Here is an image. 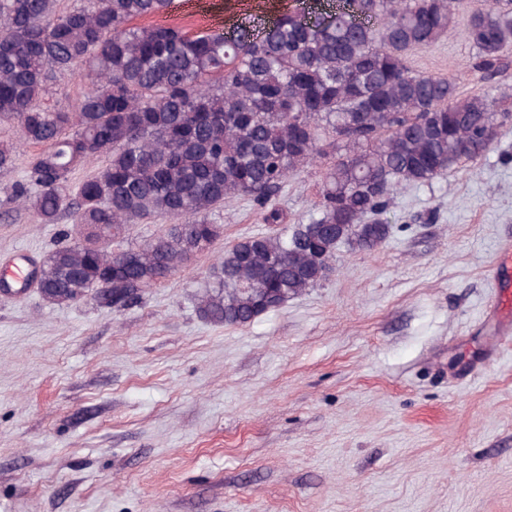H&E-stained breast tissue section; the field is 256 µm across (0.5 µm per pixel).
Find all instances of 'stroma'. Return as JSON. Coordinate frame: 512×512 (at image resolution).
<instances>
[{"mask_svg":"<svg viewBox=\"0 0 512 512\" xmlns=\"http://www.w3.org/2000/svg\"><path fill=\"white\" fill-rule=\"evenodd\" d=\"M303 0H199L153 19L194 33L260 27ZM458 28L415 69L462 96L478 81ZM90 78L56 75L40 104L75 111ZM35 146L0 171V512H512V336L490 349L496 260L512 247V128L466 169L404 186L374 252H336L326 281L251 325H214L195 298L226 246L275 233L251 202L141 303L50 305L22 287L79 229L24 206ZM329 164L291 175L274 204L307 222Z\"/></svg>","mask_w":512,"mask_h":512,"instance_id":"35a3bbf8","label":"stroma"}]
</instances>
